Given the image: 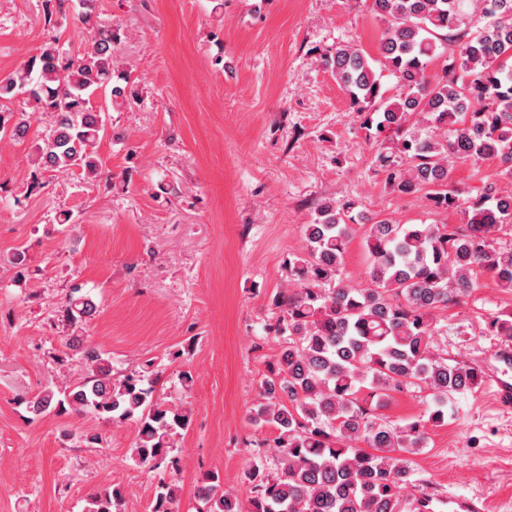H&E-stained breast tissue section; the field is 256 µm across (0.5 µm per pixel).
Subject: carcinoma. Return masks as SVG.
<instances>
[{
	"instance_id": "cac0c4a2",
	"label": "carcinoma",
	"mask_w": 512,
	"mask_h": 512,
	"mask_svg": "<svg viewBox=\"0 0 512 512\" xmlns=\"http://www.w3.org/2000/svg\"><path fill=\"white\" fill-rule=\"evenodd\" d=\"M71 3L89 33L72 56L57 41L45 43L19 70L0 75V105L22 95L53 117L51 134L35 147L36 170L79 169L90 180L102 171L95 150L105 134L98 91L124 101L138 93L114 65L119 31L98 21L96 0ZM384 23L378 57L362 46L340 44L325 64L349 96L360 125L380 140L378 161L400 195H421L461 224L364 225L370 258L365 284L344 271L351 225L359 222L352 199H326L305 225L306 252L288 261L292 287L277 293L279 309L268 332L283 338L259 384L254 425L269 428L277 469L249 464L242 483L247 507L208 473L198 488L199 512H408L430 500L411 497L409 456L425 446L428 428L445 423L456 392L483 380L478 366L448 363L433 342L436 313L470 296L487 275L512 294V249L497 247L512 224V190L472 202L449 182L457 160L496 159L512 175V0H371ZM483 25L471 24V14ZM452 58L441 73L431 64ZM388 72L398 94L384 97ZM13 119L6 127L7 119ZM30 114L0 113V132L26 136ZM97 305L74 288L62 302L64 321L75 324ZM486 330L512 338V311L486 321ZM66 347L79 354L86 373L63 387L48 386L24 399L31 418L51 413L91 414L137 428L132 460L153 471L177 463V437L191 424L182 403L154 398L158 371L149 361L139 372L118 375L112 357L81 336ZM392 391L424 393L427 417L393 426L376 410ZM179 487L160 480L151 512H176ZM119 486L89 495L86 512H122Z\"/></svg>"
}]
</instances>
